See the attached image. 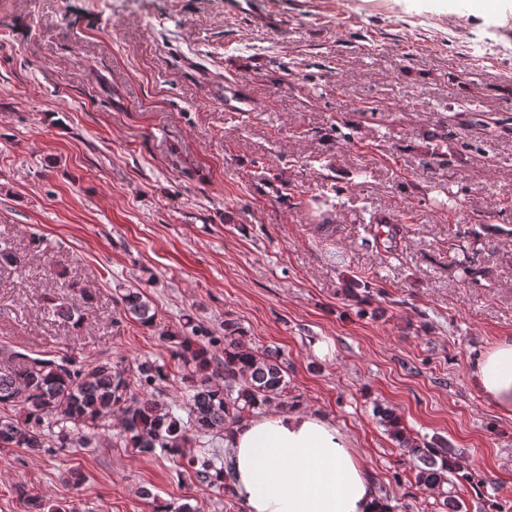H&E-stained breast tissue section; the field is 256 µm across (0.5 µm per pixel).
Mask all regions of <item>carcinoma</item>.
Masks as SVG:
<instances>
[{"label": "carcinoma", "mask_w": 512, "mask_h": 512, "mask_svg": "<svg viewBox=\"0 0 512 512\" xmlns=\"http://www.w3.org/2000/svg\"><path fill=\"white\" fill-rule=\"evenodd\" d=\"M119 303L125 317L144 326L156 323V311L137 288L120 290ZM49 315L78 326L81 308L66 297L46 298ZM172 353L193 367L188 380V418L161 399V386L168 379L165 367L150 359L123 368L109 358L78 362L72 357H31L14 352L0 361V448H24L40 456L54 448L87 447L99 432L112 428V415L120 416L116 442L141 454L161 452L180 461L182 472L217 490L232 492L233 472L216 448L191 453L188 448L205 438H221L253 410L276 404L287 411L285 367L276 352L255 351L247 332L237 322L224 320V336L167 333ZM222 342V355L209 346ZM138 382L141 392L132 390ZM379 423L398 447L405 449L416 469V483L431 494H445L452 479L470 481L458 455L441 442L418 440L406 430L390 408L376 406ZM16 495L24 512H74L62 503L23 485Z\"/></svg>", "instance_id": "obj_1"}]
</instances>
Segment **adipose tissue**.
Wrapping results in <instances>:
<instances>
[{"instance_id":"obj_1","label":"adipose tissue","mask_w":512,"mask_h":512,"mask_svg":"<svg viewBox=\"0 0 512 512\" xmlns=\"http://www.w3.org/2000/svg\"><path fill=\"white\" fill-rule=\"evenodd\" d=\"M476 387L512 415V339L479 356ZM234 489L247 512H381L363 459L330 417L270 405L237 423L226 440Z\"/></svg>"}]
</instances>
